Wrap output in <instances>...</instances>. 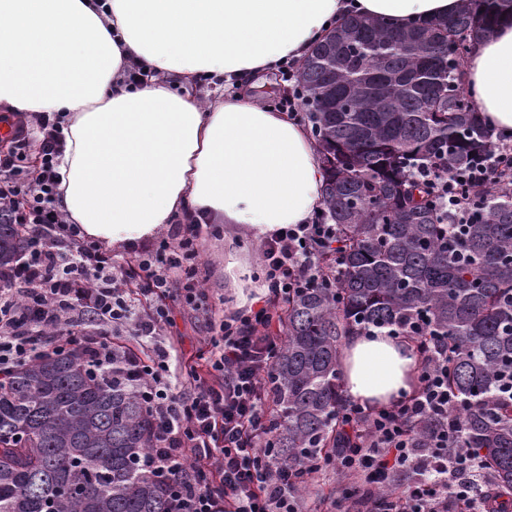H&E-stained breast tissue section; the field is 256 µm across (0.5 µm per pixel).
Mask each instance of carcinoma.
Returning <instances> with one entry per match:
<instances>
[{"label":"carcinoma","mask_w":512,"mask_h":512,"mask_svg":"<svg viewBox=\"0 0 512 512\" xmlns=\"http://www.w3.org/2000/svg\"><path fill=\"white\" fill-rule=\"evenodd\" d=\"M503 0H461L446 22L405 30L350 16L302 65L325 173V214L340 250L319 257L334 288H303L279 315L284 339L267 374L275 450L290 467L337 448L347 402V337L425 318L447 351L448 413L461 447L482 456L512 512V188L473 190L455 223L414 173L458 169L495 148L461 88L475 33L508 16ZM26 240L0 224V270ZM154 425L123 371L75 350L20 361L0 378V512H169V484L138 464Z\"/></svg>","instance_id":"cac0c4a2"}]
</instances>
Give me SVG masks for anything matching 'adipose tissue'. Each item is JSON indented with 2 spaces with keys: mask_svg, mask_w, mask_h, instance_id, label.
Listing matches in <instances>:
<instances>
[{
  "mask_svg": "<svg viewBox=\"0 0 512 512\" xmlns=\"http://www.w3.org/2000/svg\"><path fill=\"white\" fill-rule=\"evenodd\" d=\"M460 0H0V112H55L65 149L56 204L106 245L137 247L175 220L263 238L323 207L308 128L254 105L241 80L302 64L330 27L359 15L400 30L451 18ZM224 80L211 102L160 81L128 86L129 61ZM462 84L483 119L512 137V25L481 34ZM345 389L363 405L410 392L415 358L386 330L352 336Z\"/></svg>",
  "mask_w": 512,
  "mask_h": 512,
  "instance_id": "ef3b65f1",
  "label": "adipose tissue"
}]
</instances>
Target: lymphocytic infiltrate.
<instances>
[{"label": "lymphocytic infiltrate", "instance_id": "1", "mask_svg": "<svg viewBox=\"0 0 512 512\" xmlns=\"http://www.w3.org/2000/svg\"><path fill=\"white\" fill-rule=\"evenodd\" d=\"M63 147L58 115L20 112L12 145L0 152V221L18 225L28 239L15 265L0 272V370L75 349L108 371L112 345L121 341V368L137 381L156 425L141 464L169 478L173 512H300L298 478L269 446L274 421L265 374L282 342L272 331L275 307L298 289L320 286L316 258L335 248V225L321 215L265 237L267 298L260 308L228 313L200 276L198 242L207 225H175L153 247L118 262L65 223L55 205ZM426 178L449 212L465 217L474 185L512 181V145L497 146L472 168L438 167ZM185 307L206 318L212 335L205 351L184 362L162 336L175 309ZM403 333L416 339L422 360L413 393L378 408L350 403L345 416L362 445L338 450L331 462L377 491L380 512H487L483 461L457 448L448 423L458 399L446 383L439 341L417 318ZM179 362L192 377L191 393L178 388L172 366ZM422 419L435 428L419 448L410 427ZM402 471L415 475L413 485L398 487Z\"/></svg>", "mask_w": 512, "mask_h": 512}]
</instances>
